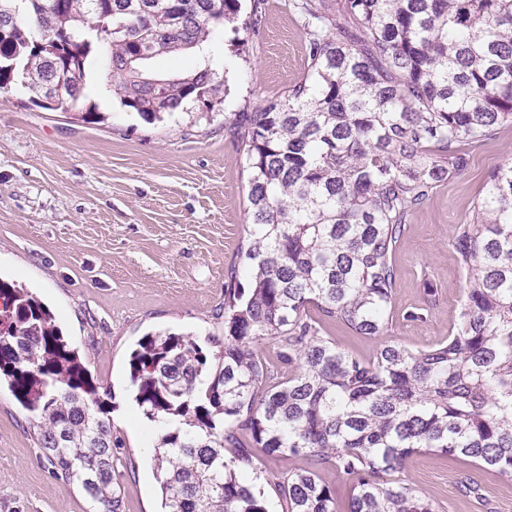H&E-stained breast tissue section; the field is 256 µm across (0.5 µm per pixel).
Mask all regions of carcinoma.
<instances>
[{
    "label": "carcinoma",
    "mask_w": 512,
    "mask_h": 512,
    "mask_svg": "<svg viewBox=\"0 0 512 512\" xmlns=\"http://www.w3.org/2000/svg\"><path fill=\"white\" fill-rule=\"evenodd\" d=\"M310 77L234 113L248 189L244 274L224 289L213 359L190 336L142 337L136 401L159 423L164 512H268L250 483L260 457L286 512H437L398 473L426 449L512 478V163L455 230L466 299L445 339L385 342L369 358L324 335L328 321L379 336L410 213L468 165L465 146L512 125V0H289ZM239 0H0V90L88 121L86 72L106 47L112 91L150 122L203 118L226 88L206 61L161 75L160 55H202L238 21ZM277 346V362L256 348ZM35 414L53 474L91 512H124L100 386L55 317L0 279V381ZM352 482L347 506L319 475Z\"/></svg>",
    "instance_id": "carcinoma-1"
}]
</instances>
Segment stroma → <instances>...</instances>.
I'll list each match as a JSON object with an SVG mask.
<instances>
[{"mask_svg":"<svg viewBox=\"0 0 512 512\" xmlns=\"http://www.w3.org/2000/svg\"><path fill=\"white\" fill-rule=\"evenodd\" d=\"M254 0H241L249 16ZM256 32L232 28L210 41L209 64L226 78L224 111L193 123L177 113L151 123L103 101L108 60L88 68L86 101L100 120L34 106L27 89L0 92V279L28 288L54 314L65 339L108 390L107 416L125 512H159L156 428L142 417L129 359L142 336L188 334L212 353L224 332L230 269L247 245V171L226 115L255 112L308 74L304 34L288 0H263ZM459 177L439 186L407 221L396 251L393 318L383 336L338 324L327 333L367 357L383 340L410 348L444 338L465 298L452 246L499 166L512 163V127L469 148ZM409 311L422 319L409 320ZM439 512H512V478L432 451L401 473ZM78 484L40 459L33 418L0 387V512H90Z\"/></svg>","mask_w":512,"mask_h":512,"instance_id":"1","label":"stroma"}]
</instances>
